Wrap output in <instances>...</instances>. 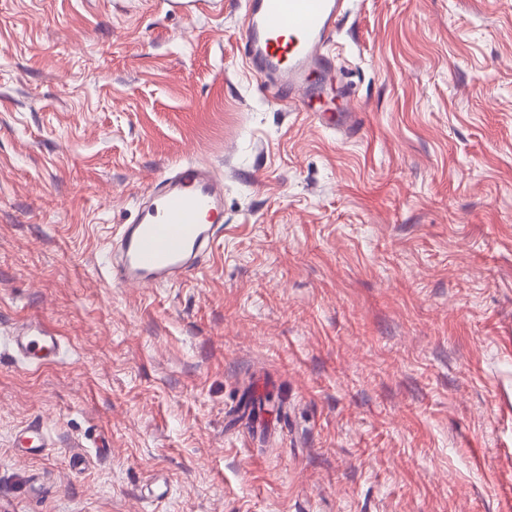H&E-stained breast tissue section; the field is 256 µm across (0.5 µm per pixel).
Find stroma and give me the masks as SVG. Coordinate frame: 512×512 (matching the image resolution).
<instances>
[{"instance_id": "obj_1", "label": "stroma", "mask_w": 512, "mask_h": 512, "mask_svg": "<svg viewBox=\"0 0 512 512\" xmlns=\"http://www.w3.org/2000/svg\"><path fill=\"white\" fill-rule=\"evenodd\" d=\"M223 4L0 0V337L62 342L0 345V512H512V0H348L336 131ZM198 160L200 271L114 284ZM7 344L24 359L40 364L57 359L62 349L59 336L32 322L17 323L13 336L7 338Z\"/></svg>"}]
</instances>
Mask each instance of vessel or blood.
Instances as JSON below:
<instances>
[{"instance_id": "obj_1", "label": "vessel or blood", "mask_w": 512, "mask_h": 512, "mask_svg": "<svg viewBox=\"0 0 512 512\" xmlns=\"http://www.w3.org/2000/svg\"><path fill=\"white\" fill-rule=\"evenodd\" d=\"M346 0H245L240 51L268 85L288 91L302 107L317 84L312 110L321 126L335 125V70L325 51L345 12ZM224 221V180L204 164L189 162L161 175L147 193L135 223L120 235L109 266L113 282L155 288L193 276ZM7 344L34 363L57 359L58 336L30 322L17 323Z\"/></svg>"}]
</instances>
